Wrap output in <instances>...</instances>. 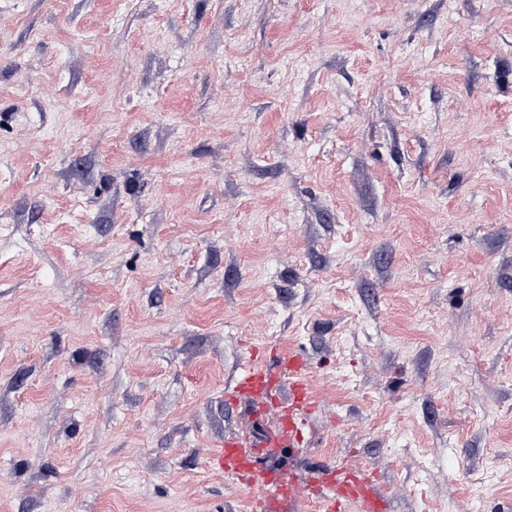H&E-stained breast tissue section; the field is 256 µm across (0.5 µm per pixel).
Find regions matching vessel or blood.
Segmentation results:
<instances>
[{"mask_svg":"<svg viewBox=\"0 0 512 512\" xmlns=\"http://www.w3.org/2000/svg\"><path fill=\"white\" fill-rule=\"evenodd\" d=\"M231 392L251 397L275 421L261 441L228 437L211 457L218 470L253 493L254 512H295L304 501L316 503L320 512H386L388 498L376 474L340 464L315 468L299 480L278 463L286 451L307 446L303 423L317 407L301 355L281 357L273 371L244 369Z\"/></svg>","mask_w":512,"mask_h":512,"instance_id":"1","label":"vessel or blood"}]
</instances>
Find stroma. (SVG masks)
I'll return each instance as SVG.
<instances>
[{"mask_svg":"<svg viewBox=\"0 0 512 512\" xmlns=\"http://www.w3.org/2000/svg\"><path fill=\"white\" fill-rule=\"evenodd\" d=\"M310 458L512 512V0H0V512H251ZM288 386V398L281 392ZM232 395L250 396L260 413L275 420V429L259 442L240 434L227 437L211 457L212 464L254 493L252 510L295 512L303 501L314 502L321 512H386L388 497L374 473L340 464L317 467L303 481L290 468L271 461L288 449L309 447L303 423L317 407L307 379V366L298 354L281 356L277 370L248 367L234 380Z\"/></svg>","mask_w":512,"mask_h":512,"instance_id":"stroma-1","label":"stroma"}]
</instances>
